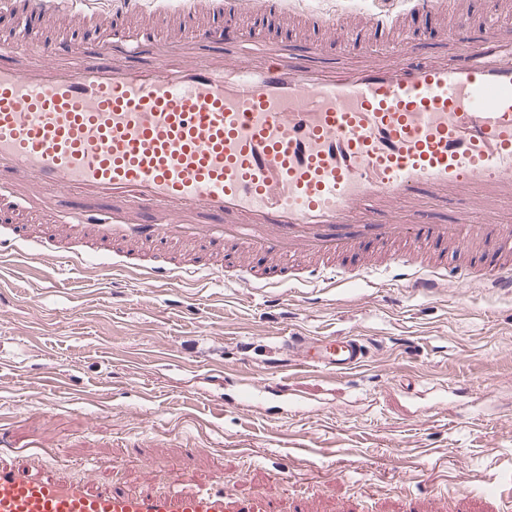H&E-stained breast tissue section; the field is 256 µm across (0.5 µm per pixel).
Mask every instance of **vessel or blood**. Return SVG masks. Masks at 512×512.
Here are the masks:
<instances>
[{"label":"vessel or blood","instance_id":"1","mask_svg":"<svg viewBox=\"0 0 512 512\" xmlns=\"http://www.w3.org/2000/svg\"><path fill=\"white\" fill-rule=\"evenodd\" d=\"M399 9L305 11L296 0H247L309 27L377 32L383 49L341 67L309 43L292 55L276 34L240 64L221 0L146 10L140 42L101 22L88 49L59 57L53 41H0V214L48 198L78 206L34 243L47 269L59 258L118 256L138 279L170 285L224 268L235 246L240 284L332 288L390 270L413 295L480 278L512 294V34L460 19L432 57L407 19L443 0ZM60 28L99 20L95 0H26ZM466 199L480 220L436 210ZM457 257L449 274L447 254ZM287 358L340 375L362 368L359 338L289 337ZM0 512H305L245 500L223 478L180 474L165 490L131 492L94 471L73 480L48 452L0 461Z\"/></svg>","mask_w":512,"mask_h":512}]
</instances>
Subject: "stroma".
<instances>
[{
    "label": "stroma",
    "instance_id": "35a3bbf8",
    "mask_svg": "<svg viewBox=\"0 0 512 512\" xmlns=\"http://www.w3.org/2000/svg\"><path fill=\"white\" fill-rule=\"evenodd\" d=\"M472 21L496 0H446L412 17L421 35ZM234 20L254 41H321L345 63L338 33L299 34L281 16ZM32 247L0 256V412L16 446L37 445L78 478L94 467L122 488H166L181 471L223 475L243 497L306 501L309 512H429L469 497L471 512H512V295L477 282L413 296L389 275L333 289L255 291L212 274L189 287L132 280L111 259L51 273ZM377 340L349 376L284 363L294 335ZM282 374L288 393L246 407L243 386ZM138 443L141 456L126 453ZM196 455L183 457L186 446Z\"/></svg>",
    "mask_w": 512,
    "mask_h": 512
}]
</instances>
